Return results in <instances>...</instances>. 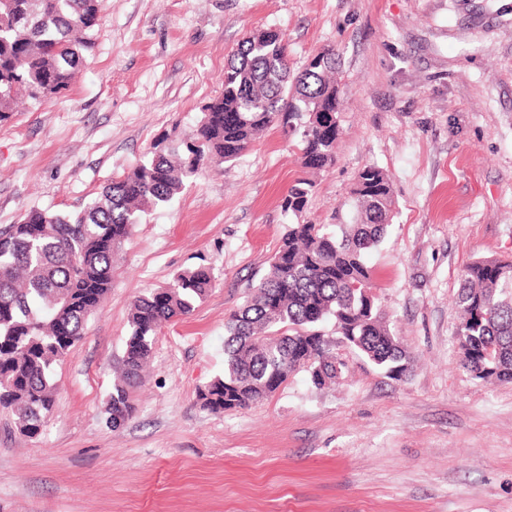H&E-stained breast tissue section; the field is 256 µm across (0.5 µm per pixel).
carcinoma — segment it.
<instances>
[{"label":"carcinoma","mask_w":512,"mask_h":512,"mask_svg":"<svg viewBox=\"0 0 512 512\" xmlns=\"http://www.w3.org/2000/svg\"><path fill=\"white\" fill-rule=\"evenodd\" d=\"M99 20V0H0V122L15 111L18 91L40 102L70 87ZM338 75L333 55L294 73L284 37L253 34L231 55L222 94L184 148L154 152L74 216L33 209L0 229V409L20 434L31 438L43 430L55 404L54 367L83 338L112 287L113 257L140 216L180 194L205 163L237 158L274 124L296 141L304 172L324 170L305 157L319 154L328 166L334 161L340 133L325 120L342 104ZM312 188L306 177L295 180L284 210L302 212ZM353 202L356 222L339 235L321 224L290 226L265 276L225 321L224 374L198 391L204 408L217 414L246 408L299 369L317 386L333 382L341 373L334 353L340 343L391 379L410 373L412 362L375 304L365 264L389 227V174L376 165L362 169ZM215 279L214 268L201 265L136 300L108 400L112 427L136 411L133 392L157 330L189 315ZM455 304L457 340L467 351L463 367L479 379L512 382V261L467 265ZM328 321L332 340L323 331Z\"/></svg>","instance_id":"obj_1"}]
</instances>
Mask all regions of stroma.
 I'll return each instance as SVG.
<instances>
[{"mask_svg":"<svg viewBox=\"0 0 512 512\" xmlns=\"http://www.w3.org/2000/svg\"><path fill=\"white\" fill-rule=\"evenodd\" d=\"M280 31L293 70L336 51L344 103L334 162L302 212L303 170L273 125L209 164L124 243L112 288L54 370L56 402L27 439L0 412V512H512V384L467 372L455 337L464 267L512 260V0H100L68 90L0 122V227L70 215L154 151L189 140L242 39ZM395 206L365 257L372 292L415 361L402 380L340 346L336 384L291 374L214 414L224 322L293 224L356 220L358 173ZM217 279L158 331L134 416L112 427L131 303L185 270ZM312 188L313 183L306 177L295 180L288 190V194L284 197V210L295 214L302 212L307 204Z\"/></svg>","mask_w":512,"mask_h":512,"instance_id":"stroma-1","label":"stroma"}]
</instances>
